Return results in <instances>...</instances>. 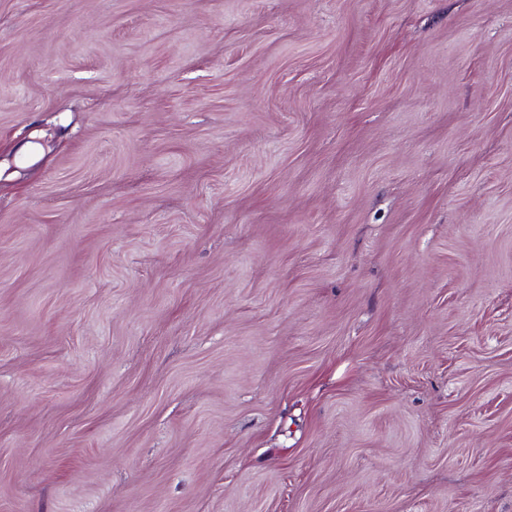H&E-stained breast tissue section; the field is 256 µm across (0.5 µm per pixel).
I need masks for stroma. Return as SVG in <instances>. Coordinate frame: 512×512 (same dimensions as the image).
<instances>
[{"mask_svg": "<svg viewBox=\"0 0 512 512\" xmlns=\"http://www.w3.org/2000/svg\"><path fill=\"white\" fill-rule=\"evenodd\" d=\"M0 512H512V0H0Z\"/></svg>", "mask_w": 512, "mask_h": 512, "instance_id": "35a3bbf8", "label": "stroma"}]
</instances>
